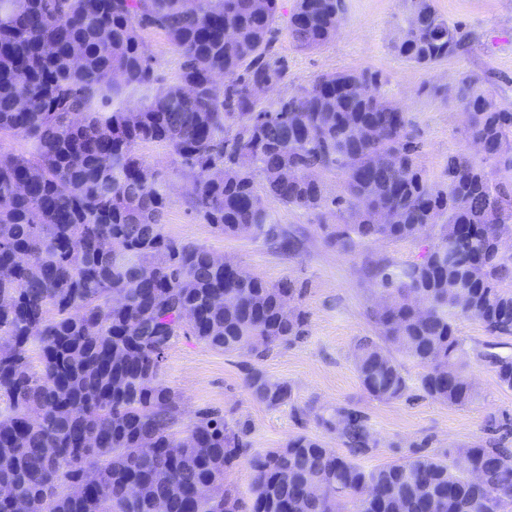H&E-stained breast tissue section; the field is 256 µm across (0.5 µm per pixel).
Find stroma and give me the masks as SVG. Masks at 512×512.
Segmentation results:
<instances>
[{
    "instance_id": "obj_1",
    "label": "stroma",
    "mask_w": 512,
    "mask_h": 512,
    "mask_svg": "<svg viewBox=\"0 0 512 512\" xmlns=\"http://www.w3.org/2000/svg\"><path fill=\"white\" fill-rule=\"evenodd\" d=\"M449 24L458 27L461 48L431 68L404 61L393 45L407 27L408 0H345L346 10L336 37L325 46L303 50L287 29H280L271 48L286 68L278 93L307 86L317 76L370 68L386 80L383 91L406 114L419 141L418 164L426 178L442 181L449 156H476L464 131V116L448 109L441 88L460 74L479 77L495 101L512 108V0H433ZM156 78L174 82L181 58L159 31L143 33ZM146 165L168 186L163 221L167 235L211 250L271 284L289 282L303 291L298 302L306 316L305 334L272 349L262 361L244 352L225 353L194 337H175L163 362L160 379L182 402L180 426L194 422L199 411H218L230 421L247 424L251 447L224 473V486L250 506L249 458L283 446L299 433L318 436L327 447L345 452V444L325 431L314 417L320 409L347 407L359 411L379 441L361 457L363 466H381L419 452L439 454L448 448L493 444L512 448V390L500 387L491 366L469 358L468 372L479 396L466 407L448 406L427 397L420 388L421 367L404 360L409 389L395 402L373 400L361 388L353 361L360 338L377 337L373 312L380 302L372 270L383 264L397 270L418 259L421 246L409 240L372 242L346 252L329 246L323 225L336 223L334 211L310 214L275 200L266 205L293 246L284 250L248 234L227 237L201 223L188 202L191 179L157 143L137 148ZM287 382L290 400L276 407L256 400L244 384L250 365ZM501 420L487 425L488 416Z\"/></svg>"
}]
</instances>
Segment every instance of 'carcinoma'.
<instances>
[{"label":"carcinoma","mask_w":512,"mask_h":512,"mask_svg":"<svg viewBox=\"0 0 512 512\" xmlns=\"http://www.w3.org/2000/svg\"><path fill=\"white\" fill-rule=\"evenodd\" d=\"M344 0H296L288 35L304 50L330 42ZM277 0H0V512H240L224 470L246 452L247 428L214 410L175 425L180 398L160 378L172 339L264 356L304 335L292 301L203 246L163 232L167 187L136 153L164 145L192 177L190 206L226 236L280 238L267 196L345 223L327 232L344 251L379 240L430 241L422 259L373 277L388 303L381 342L354 347L363 391L393 402L408 383L398 352L423 368L431 399L478 398L452 318L512 337V109L471 75L445 87L481 161L448 157L431 183L405 112L380 73L324 74L277 98L271 56ZM398 56L448 59L457 28L433 0H410ZM163 32L182 62L157 85L142 32ZM343 178L325 194L321 174ZM261 177L264 195L255 178ZM36 349L41 371L30 367ZM512 389V355L477 352ZM245 385L275 407L287 383L259 367ZM318 423L343 456L307 433L250 459V512H507L512 451L480 445L413 455L372 469L378 445L363 415L338 408Z\"/></svg>","instance_id":"cac0c4a2"}]
</instances>
